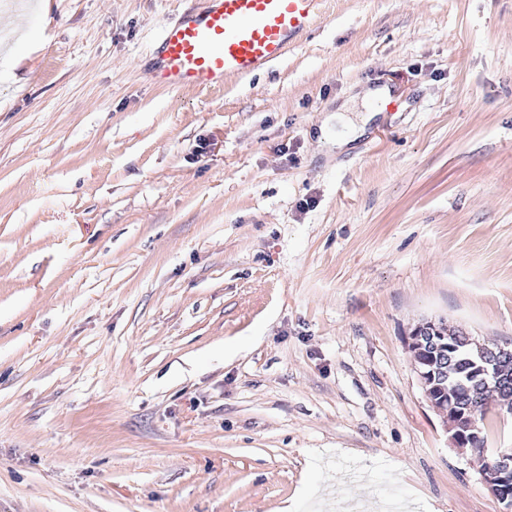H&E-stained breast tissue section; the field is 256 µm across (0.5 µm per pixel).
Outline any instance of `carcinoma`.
<instances>
[{
    "instance_id": "carcinoma-1",
    "label": "carcinoma",
    "mask_w": 512,
    "mask_h": 512,
    "mask_svg": "<svg viewBox=\"0 0 512 512\" xmlns=\"http://www.w3.org/2000/svg\"><path fill=\"white\" fill-rule=\"evenodd\" d=\"M454 344L441 355L433 343L411 347L414 357L424 361L442 360L445 375L431 390V400L466 426L471 420L485 421L488 394L512 410V355L500 356L493 347H473L470 337L455 328Z\"/></svg>"
}]
</instances>
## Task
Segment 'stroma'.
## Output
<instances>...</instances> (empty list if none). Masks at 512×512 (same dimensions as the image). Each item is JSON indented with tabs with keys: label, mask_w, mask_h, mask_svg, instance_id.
Listing matches in <instances>:
<instances>
[{
	"label": "stroma",
	"mask_w": 512,
	"mask_h": 512,
	"mask_svg": "<svg viewBox=\"0 0 512 512\" xmlns=\"http://www.w3.org/2000/svg\"><path fill=\"white\" fill-rule=\"evenodd\" d=\"M196 4L0 14V512H507L512 414L453 447L408 343L512 345V0H322L269 69L158 87ZM335 114H331L319 127V135L325 136L326 129L331 125L332 120L336 121V126L342 125L348 129V132L339 137L336 140V148L342 149L343 147L349 145L354 140H356L359 136H361L364 132V127L369 119L375 115L377 112H365L367 114L362 115L360 117L361 123L353 122V120L347 116V110L345 112L337 111L333 112ZM512 469V455L509 453L501 454L500 471L492 472L491 475L482 474V479L485 482L491 483L494 479L501 481L502 472L508 473ZM499 501V497L504 499L508 498L510 504L512 502V471L503 482L497 484L494 495Z\"/></svg>",
	"instance_id": "1"
}]
</instances>
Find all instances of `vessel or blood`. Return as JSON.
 <instances>
[{
  "mask_svg": "<svg viewBox=\"0 0 512 512\" xmlns=\"http://www.w3.org/2000/svg\"><path fill=\"white\" fill-rule=\"evenodd\" d=\"M320 0H199L156 41L151 77L168 89H206L283 59L319 20Z\"/></svg>",
  "mask_w": 512,
  "mask_h": 512,
  "instance_id": "1",
  "label": "vessel or blood"
}]
</instances>
